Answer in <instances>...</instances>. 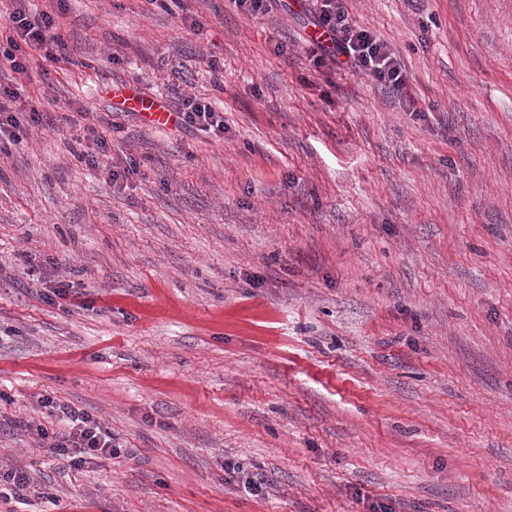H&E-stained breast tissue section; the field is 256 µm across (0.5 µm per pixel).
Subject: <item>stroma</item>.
Masks as SVG:
<instances>
[{"label":"stroma","mask_w":512,"mask_h":512,"mask_svg":"<svg viewBox=\"0 0 512 512\" xmlns=\"http://www.w3.org/2000/svg\"><path fill=\"white\" fill-rule=\"evenodd\" d=\"M287 2L66 0L63 56L0 69L53 119L0 153V512H512V0H342L407 104ZM118 83L223 138L116 115L110 180ZM45 395L121 456L39 447ZM83 139L88 142L85 159L89 165L101 167L107 170L112 180H116L117 171L112 170V157L109 155V148L105 136L94 126L83 128ZM33 479L30 478V475L26 472H7L3 475H0V492L1 496L3 493L8 495L6 492L2 491V482L6 483L8 489L10 491V495L14 498H22L23 492H25L28 487L31 485Z\"/></svg>","instance_id":"obj_1"}]
</instances>
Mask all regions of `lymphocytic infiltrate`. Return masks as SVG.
<instances>
[{"label": "lymphocytic infiltrate", "mask_w": 512, "mask_h": 512, "mask_svg": "<svg viewBox=\"0 0 512 512\" xmlns=\"http://www.w3.org/2000/svg\"><path fill=\"white\" fill-rule=\"evenodd\" d=\"M12 9L7 18L8 34L0 41V62L8 63L17 74H27L37 52L54 57L63 48L56 29L59 13L55 10L32 11L30 0H10ZM313 24L323 30V42L312 47L310 54L314 68H356L370 75L387 91L404 96L405 77L395 56L387 46L369 31L349 22L341 0H311ZM16 90L0 87V151L21 141L23 122L35 124L46 120V113L30 110L21 116L13 108ZM176 123L193 126L215 137L224 134V115L210 104L186 98L176 105ZM50 416L63 422V429L51 431L43 426L32 428L41 447L52 449L72 466L81 467L98 459H112L120 455L109 428L86 410L45 396L39 401Z\"/></svg>", "instance_id": "f902f5d3"}]
</instances>
